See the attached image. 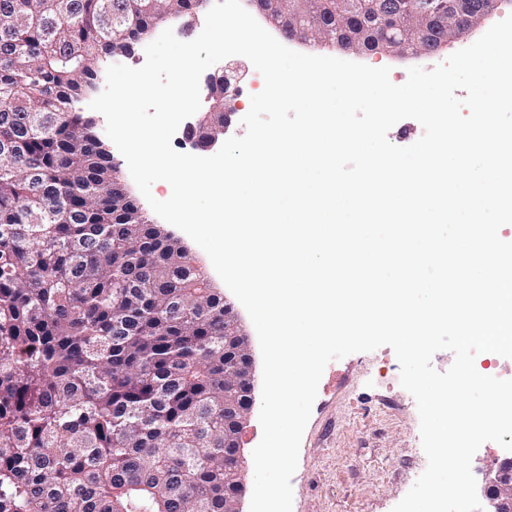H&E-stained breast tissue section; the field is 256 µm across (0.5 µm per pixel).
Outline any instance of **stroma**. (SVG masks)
<instances>
[{"instance_id": "obj_1", "label": "stroma", "mask_w": 512, "mask_h": 512, "mask_svg": "<svg viewBox=\"0 0 512 512\" xmlns=\"http://www.w3.org/2000/svg\"><path fill=\"white\" fill-rule=\"evenodd\" d=\"M485 31L481 25L440 51L405 56L347 53L296 39L286 40L285 45L304 54L390 68L391 81L400 85L406 82L409 68L432 69L473 44ZM209 280L236 314L248 337L253 361L254 402L240 434L244 488L239 510L249 512L254 484L252 452L262 437L261 350L246 309L217 273H210ZM426 467L417 404L400 383V365L393 349L382 346L328 363L291 480L293 512H392Z\"/></svg>"}]
</instances>
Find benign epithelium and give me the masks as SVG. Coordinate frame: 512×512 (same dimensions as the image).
I'll return each mask as SVG.
<instances>
[{
    "label": "benign epithelium",
    "mask_w": 512,
    "mask_h": 512,
    "mask_svg": "<svg viewBox=\"0 0 512 512\" xmlns=\"http://www.w3.org/2000/svg\"><path fill=\"white\" fill-rule=\"evenodd\" d=\"M296 2L300 7L288 13L280 8L282 0H267L263 13L274 25L279 24L287 15L297 19L294 34L298 37L308 34V39L318 47L336 44V33L321 24L315 26L314 31L307 32V27L303 25V21L307 19L303 8L305 0ZM492 11L491 7L476 8L471 0H448L442 7L435 0H406L398 21L385 26L386 36L395 54L401 53L399 46L409 35L424 41L432 28L448 33L446 40L451 42L478 25ZM232 115L233 112L226 111L221 123L207 126L206 142L203 145L194 136V132L204 124V120L199 118L196 122L187 124L186 140L200 150L212 149L224 135V127L230 122ZM480 496L486 504L484 512H512V456L497 460L486 468Z\"/></svg>",
    "instance_id": "obj_1"
}]
</instances>
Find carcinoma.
I'll return each instance as SVG.
<instances>
[{"instance_id": "cac0c4a2", "label": "carcinoma", "mask_w": 512, "mask_h": 512, "mask_svg": "<svg viewBox=\"0 0 512 512\" xmlns=\"http://www.w3.org/2000/svg\"><path fill=\"white\" fill-rule=\"evenodd\" d=\"M204 0H0V512H225L251 403L231 307L145 219L74 109L104 60ZM340 44L375 16L310 0Z\"/></svg>"}]
</instances>
